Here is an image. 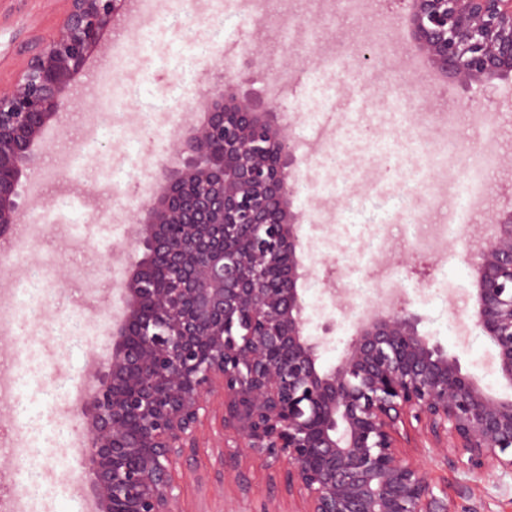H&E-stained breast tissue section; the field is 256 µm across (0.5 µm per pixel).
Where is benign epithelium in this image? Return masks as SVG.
<instances>
[{
  "label": "benign epithelium",
  "instance_id": "benign-epithelium-1",
  "mask_svg": "<svg viewBox=\"0 0 512 512\" xmlns=\"http://www.w3.org/2000/svg\"><path fill=\"white\" fill-rule=\"evenodd\" d=\"M55 32L34 41L14 83L0 87V239L41 204L28 174L62 125L92 57L132 0H64ZM451 85L488 96L512 77V0H408L391 19ZM219 65L201 121L180 123L158 186L142 197L117 289L107 355L88 372L74 414L76 461L92 512H182L176 464L220 400L219 476L267 472L298 512H448L404 444L425 437L468 472H512V396L486 391L459 358L420 334L394 291L365 306L336 365L304 335L306 277L293 137L269 105L240 96ZM470 319L512 387V210L465 249Z\"/></svg>",
  "mask_w": 512,
  "mask_h": 512
}]
</instances>
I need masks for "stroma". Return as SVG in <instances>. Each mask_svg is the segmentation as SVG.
Returning a JSON list of instances; mask_svg holds the SVG:
<instances>
[{"instance_id": "stroma-1", "label": "stroma", "mask_w": 512, "mask_h": 512, "mask_svg": "<svg viewBox=\"0 0 512 512\" xmlns=\"http://www.w3.org/2000/svg\"><path fill=\"white\" fill-rule=\"evenodd\" d=\"M288 8L302 18L301 26L290 32L277 28L270 17L252 15L240 0L229 6L221 0H160L152 19L127 33L120 64L93 59L79 78L71 110L35 171L43 184L51 230L29 244L22 263L34 267L47 257L55 262L51 294L33 312V320L58 327L78 316L85 329L72 346L55 333L0 336V380L12 385L10 395L0 399V505L8 512L18 503L25 512H86L71 475L77 466L72 393L86 371V358L104 350L113 290L112 274L103 264L109 250L126 248L129 229L141 216V192L130 186L128 175L151 174L158 159L169 157L181 107L192 104L197 92L213 81L217 62L243 37L251 38L254 50L233 58L239 94L271 102L278 123L298 140L301 190L292 210L299 216L307 270L305 333L327 338L320 349L321 363L336 364L355 331L337 305L339 290L356 277L370 285L365 299H374L379 274L387 271L392 280L409 284L406 297L410 310L421 318V334L458 354L463 372L481 386L501 396L512 394V387L495 372L492 344L468 324L472 279L460 259V239H448L437 253L411 249L408 227L396 211H388L375 229L345 209L350 194L383 203L418 177L428 153L441 148L447 160L433 171L441 207L427 210L422 195L416 205L428 220H443L455 203L454 176L467 151L489 133L498 143V160L483 173L485 208L471 223L469 235H478L492 213L512 209V78L498 81L493 98L483 101V108L498 115L493 129L486 130L476 128L464 114L450 124L440 116L445 107L470 97L469 89L455 85L422 96L423 69L401 66L394 77L412 104L410 118L403 123L392 110L384 77H374L363 91L354 84H339L327 56L336 44H347L341 71L366 73L360 49L373 37L376 20L403 12L405 0H374L366 15L346 11L343 0L325 6L317 0L270 4L272 13ZM61 13L60 0H0L1 83L13 78L30 39L51 34ZM215 14L221 26H214ZM261 59L293 74L310 71L314 80L299 96L272 98V79L256 66ZM352 97L356 107L342 112L340 122L327 127L313 148H306L300 138L310 134L321 113ZM143 112L154 117L150 128L140 125ZM76 151L82 154L84 172L109 178L114 185L112 193L97 200L100 210L112 215L111 223L90 221L80 200L63 209L57 204L58 160ZM347 246L358 255L359 267L353 273L338 260ZM23 405L35 410L38 432L29 433L28 420L19 411ZM219 442L215 435L208 447L196 449L191 476L180 478L183 512H258L272 495V486L257 475L246 488L229 481L216 484ZM426 444L422 437L416 441L419 460L434 488L447 490L450 512H512V474L457 470L446 453L429 450ZM32 468L43 475L41 494L34 500L21 489Z\"/></svg>"}]
</instances>
